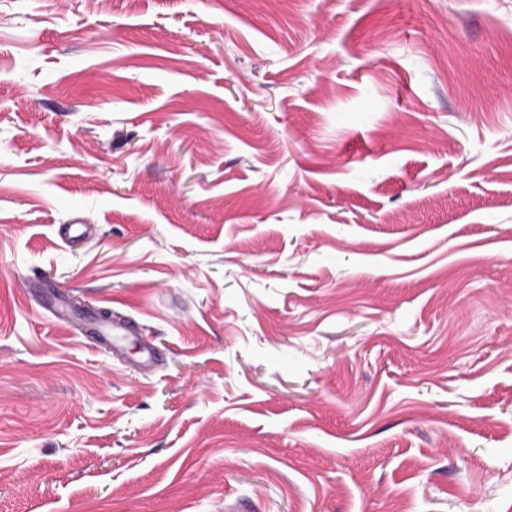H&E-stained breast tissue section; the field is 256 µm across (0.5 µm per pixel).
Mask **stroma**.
Returning <instances> with one entry per match:
<instances>
[{
    "instance_id": "1",
    "label": "stroma",
    "mask_w": 512,
    "mask_h": 512,
    "mask_svg": "<svg viewBox=\"0 0 512 512\" xmlns=\"http://www.w3.org/2000/svg\"><path fill=\"white\" fill-rule=\"evenodd\" d=\"M0 512H512V0H0ZM101 334L103 338H106L110 341H112L113 344L117 343L119 339L127 336H133L137 337L144 345L145 351H146V361L143 363V367L146 370L152 369L157 363L156 360L152 354L151 350V342L145 340L140 335L138 325L136 322L121 319L118 321H113L112 329L104 326L101 329Z\"/></svg>"
}]
</instances>
